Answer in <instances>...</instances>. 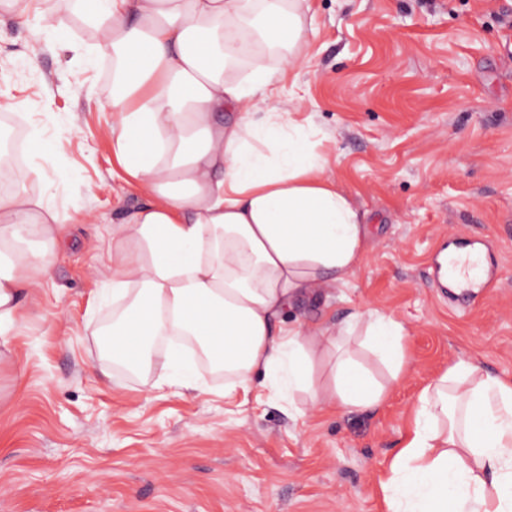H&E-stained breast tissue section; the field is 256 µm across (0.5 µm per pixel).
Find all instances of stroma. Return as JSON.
I'll return each mask as SVG.
<instances>
[{
  "mask_svg": "<svg viewBox=\"0 0 512 512\" xmlns=\"http://www.w3.org/2000/svg\"><path fill=\"white\" fill-rule=\"evenodd\" d=\"M310 65L284 81L325 134L360 210L366 256L330 300L288 310L314 328L380 309L409 364L384 405L297 415L261 383L224 398L147 392L111 364L94 302L99 246L140 205L115 176L108 60L80 18L62 36L0 13V90L25 157L56 169L49 201L73 237L0 354V512H386L381 485L420 392L474 359L512 376V0H312ZM37 68H30L29 60ZM478 239L498 286L470 306L432 288L443 241Z\"/></svg>",
  "mask_w": 512,
  "mask_h": 512,
  "instance_id": "obj_1",
  "label": "stroma"
}]
</instances>
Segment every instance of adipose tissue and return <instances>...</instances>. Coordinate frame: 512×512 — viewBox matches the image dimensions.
<instances>
[{
    "instance_id": "ef3b65f1",
    "label": "adipose tissue",
    "mask_w": 512,
    "mask_h": 512,
    "mask_svg": "<svg viewBox=\"0 0 512 512\" xmlns=\"http://www.w3.org/2000/svg\"><path fill=\"white\" fill-rule=\"evenodd\" d=\"M77 8L112 57V151L145 198L105 253L113 361L200 398L208 386L178 355L192 339L229 374L225 398L260 373L311 411L381 407L408 364L402 321L378 309L314 328L282 318L297 297L347 286L366 246L322 140L279 97L310 64L311 0H0L56 35ZM0 178L12 184L0 194L1 337L26 316L23 289L52 281L67 217L45 199L55 178L42 165L0 162ZM382 490L388 512H512V379L449 366L420 393Z\"/></svg>"
}]
</instances>
